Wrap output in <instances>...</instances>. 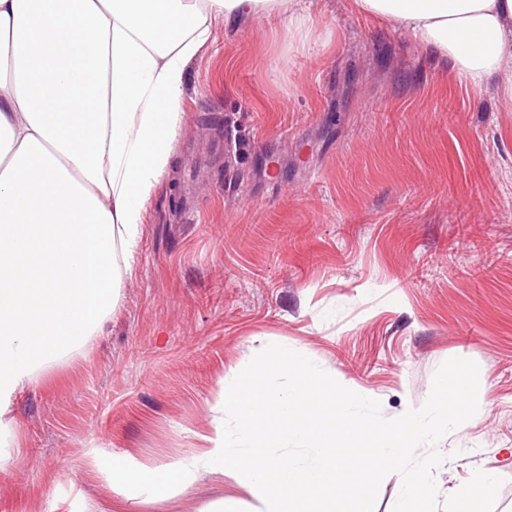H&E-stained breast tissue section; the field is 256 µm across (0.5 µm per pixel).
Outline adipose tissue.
I'll return each instance as SVG.
<instances>
[{"instance_id":"ef3b65f1","label":"adipose tissue","mask_w":512,"mask_h":512,"mask_svg":"<svg viewBox=\"0 0 512 512\" xmlns=\"http://www.w3.org/2000/svg\"><path fill=\"white\" fill-rule=\"evenodd\" d=\"M448 61L470 87L495 85L512 112V0H354ZM249 15L313 41L301 0H0V469L15 457L3 417L25 388L84 352L131 275L146 205L183 124L188 68L216 19ZM287 379L280 389L278 379ZM304 352L271 349L222 387L192 455L160 467L115 453L98 476L124 504L169 500L203 474L231 476L250 512H355L375 475L418 442L468 421L478 397L459 365L438 395L385 422ZM311 449L298 467L277 455ZM495 474L452 490L480 512ZM430 469L405 480L396 512H434Z\"/></svg>"}]
</instances>
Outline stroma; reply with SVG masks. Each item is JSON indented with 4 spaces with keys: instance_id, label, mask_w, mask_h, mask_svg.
Instances as JSON below:
<instances>
[{
    "instance_id": "stroma-1",
    "label": "stroma",
    "mask_w": 512,
    "mask_h": 512,
    "mask_svg": "<svg viewBox=\"0 0 512 512\" xmlns=\"http://www.w3.org/2000/svg\"><path fill=\"white\" fill-rule=\"evenodd\" d=\"M317 20L304 48L246 15L214 23L115 311L11 409L0 512H109L92 449L187 455L224 380L281 346L370 394L378 422L466 362L481 411L376 476L360 508L394 512L430 459L438 512L480 468L497 477L483 512H512V112L353 0H318ZM189 198L199 219L178 223ZM222 497L252 503L206 476L135 512Z\"/></svg>"
}]
</instances>
